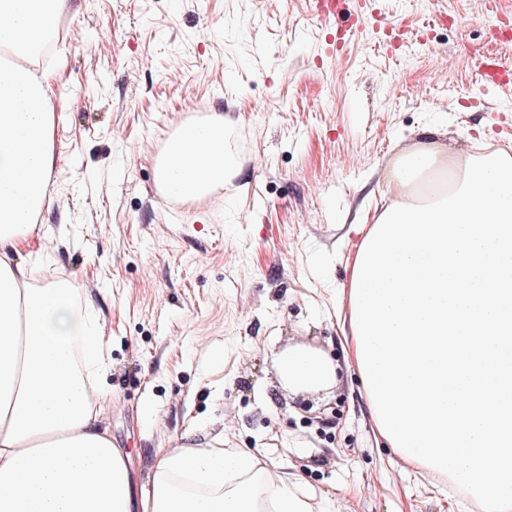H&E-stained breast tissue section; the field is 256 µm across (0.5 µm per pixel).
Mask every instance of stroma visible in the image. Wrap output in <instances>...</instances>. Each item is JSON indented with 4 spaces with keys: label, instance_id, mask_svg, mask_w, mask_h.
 <instances>
[{
    "label": "stroma",
    "instance_id": "obj_1",
    "mask_svg": "<svg viewBox=\"0 0 512 512\" xmlns=\"http://www.w3.org/2000/svg\"><path fill=\"white\" fill-rule=\"evenodd\" d=\"M45 60L56 162L35 284L66 282L111 338L99 384L113 440L147 474L158 447L224 443L289 474L315 512H479L376 435L343 352L346 255L386 198L384 171L437 131L449 152L512 146V84L468 89L491 56L481 0H370L383 28L327 25L308 0H70ZM457 27L425 36V14ZM224 113L241 172L182 203L154 158L183 122ZM304 347L330 383L293 390ZM275 363L280 376L296 390L321 387L328 382L331 374L329 362L310 349L288 350L279 354Z\"/></svg>",
    "mask_w": 512,
    "mask_h": 512
}]
</instances>
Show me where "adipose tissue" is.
<instances>
[{
  "label": "adipose tissue",
  "instance_id": "adipose-tissue-1",
  "mask_svg": "<svg viewBox=\"0 0 512 512\" xmlns=\"http://www.w3.org/2000/svg\"><path fill=\"white\" fill-rule=\"evenodd\" d=\"M68 0H0V512H314L249 448H161L145 477L115 447L94 381L104 326L72 288H34L11 257L49 203L55 114L28 62ZM223 114L182 123L156 156L188 203L234 171ZM389 199L347 261L344 352L377 433L411 467L448 477L480 512H512V150L401 154ZM297 390L326 384L310 349L279 354Z\"/></svg>",
  "mask_w": 512,
  "mask_h": 512
}]
</instances>
